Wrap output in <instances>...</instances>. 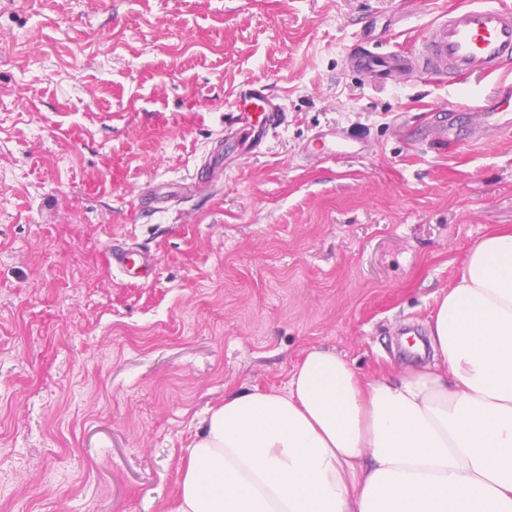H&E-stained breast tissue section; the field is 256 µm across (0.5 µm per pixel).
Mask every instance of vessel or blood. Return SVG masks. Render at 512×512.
Returning <instances> with one entry per match:
<instances>
[{
  "label": "vessel or blood",
  "mask_w": 512,
  "mask_h": 512,
  "mask_svg": "<svg viewBox=\"0 0 512 512\" xmlns=\"http://www.w3.org/2000/svg\"><path fill=\"white\" fill-rule=\"evenodd\" d=\"M512 59V7L499 0H467L466 4L441 13L421 50L369 53L361 64L374 79L425 73L456 83L471 76H489ZM283 108L256 80L243 81L237 88L228 125L244 134L242 153L258 149L282 122ZM469 138L478 141L481 132L512 131V81L500 82L494 97L471 111ZM113 266L124 273H148L153 265L149 254L132 256L130 251H111Z\"/></svg>",
  "instance_id": "obj_1"
}]
</instances>
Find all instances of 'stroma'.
<instances>
[{
	"instance_id": "obj_1",
	"label": "stroma",
	"mask_w": 512,
	"mask_h": 512,
	"mask_svg": "<svg viewBox=\"0 0 512 512\" xmlns=\"http://www.w3.org/2000/svg\"><path fill=\"white\" fill-rule=\"evenodd\" d=\"M457 2L0 0V512H168L225 394L284 389L314 348L425 364L406 329L512 226V134L451 146L437 112L467 124L512 62L449 85L350 60L415 49ZM247 79L283 125L181 193ZM331 132L349 154L310 160ZM110 260L112 261V265L122 272L137 276L147 274L153 265V259L151 256L147 253H142L139 255L138 259V269L140 271L132 273V270L136 266V261L132 259L131 252L124 248L112 249L110 252Z\"/></svg>"
}]
</instances>
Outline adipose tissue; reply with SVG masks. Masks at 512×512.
I'll return each instance as SVG.
<instances>
[{"label": "adipose tissue", "instance_id": "obj_1", "mask_svg": "<svg viewBox=\"0 0 512 512\" xmlns=\"http://www.w3.org/2000/svg\"><path fill=\"white\" fill-rule=\"evenodd\" d=\"M433 361L367 378L309 350L211 408L171 512H512V228L437 301Z\"/></svg>", "mask_w": 512, "mask_h": 512}]
</instances>
